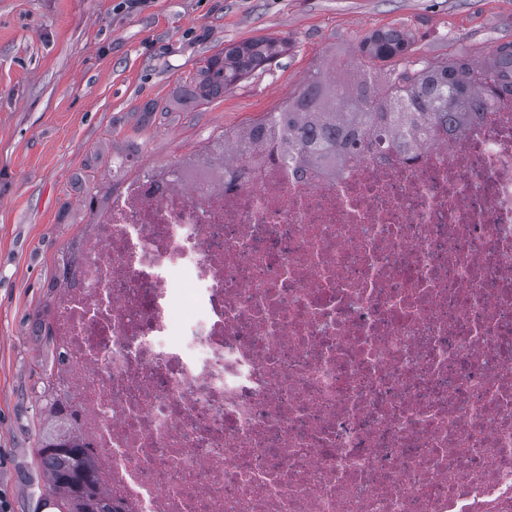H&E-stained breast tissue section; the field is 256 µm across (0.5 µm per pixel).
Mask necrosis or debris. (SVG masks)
Here are the masks:
<instances>
[{
    "mask_svg": "<svg viewBox=\"0 0 512 512\" xmlns=\"http://www.w3.org/2000/svg\"><path fill=\"white\" fill-rule=\"evenodd\" d=\"M287 163L255 132L125 182L56 295L114 512H512V91Z\"/></svg>",
    "mask_w": 512,
    "mask_h": 512,
    "instance_id": "obj_1",
    "label": "necrosis or debris"
}]
</instances>
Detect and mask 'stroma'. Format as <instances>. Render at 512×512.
Masks as SVG:
<instances>
[{"mask_svg": "<svg viewBox=\"0 0 512 512\" xmlns=\"http://www.w3.org/2000/svg\"><path fill=\"white\" fill-rule=\"evenodd\" d=\"M408 34L416 55L512 42V0H0V501L52 512L34 434L60 258L126 179L177 166L224 129L277 110L313 72L346 81L363 37ZM290 49L206 99L192 80L225 45Z\"/></svg>", "mask_w": 512, "mask_h": 512, "instance_id": "1", "label": "stroma"}]
</instances>
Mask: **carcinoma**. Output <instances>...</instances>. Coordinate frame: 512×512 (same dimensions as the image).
Listing matches in <instances>:
<instances>
[{
	"label": "carcinoma",
	"mask_w": 512,
	"mask_h": 512,
	"mask_svg": "<svg viewBox=\"0 0 512 512\" xmlns=\"http://www.w3.org/2000/svg\"><path fill=\"white\" fill-rule=\"evenodd\" d=\"M288 52V41L259 37L224 47L209 59L195 79V90L218 94L243 78L272 64ZM410 38L396 30L380 31L359 45L354 61L356 79L350 84H328L318 73L277 112L254 120L265 124L281 143L290 162H312L346 147L357 151L355 132L362 126L378 130V144L387 137L412 135L437 124L448 114L455 127L480 104L482 83L512 81V43L487 50L479 60L464 52L443 58H413ZM45 399L49 420L60 417V395L55 374ZM60 425L36 434V455L47 475L46 504L57 512H113L112 505L91 487L88 448L79 440L59 448L51 443Z\"/></svg>",
	"instance_id": "obj_1"
}]
</instances>
